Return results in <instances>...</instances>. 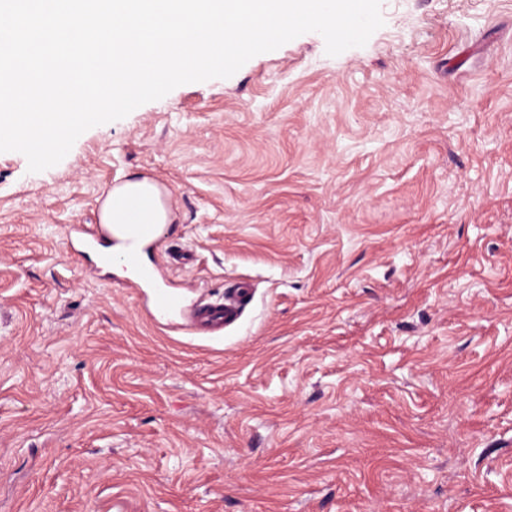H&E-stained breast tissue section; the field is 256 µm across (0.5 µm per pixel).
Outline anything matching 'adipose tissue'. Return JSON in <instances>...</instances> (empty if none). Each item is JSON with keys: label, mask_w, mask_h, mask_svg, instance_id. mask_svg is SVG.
<instances>
[{"label": "adipose tissue", "mask_w": 512, "mask_h": 512, "mask_svg": "<svg viewBox=\"0 0 512 512\" xmlns=\"http://www.w3.org/2000/svg\"><path fill=\"white\" fill-rule=\"evenodd\" d=\"M104 224H167L171 211L158 184L134 177L110 189L101 205Z\"/></svg>", "instance_id": "1"}]
</instances>
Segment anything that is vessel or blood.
<instances>
[{
  "label": "vessel or blood",
  "mask_w": 512,
  "mask_h": 512,
  "mask_svg": "<svg viewBox=\"0 0 512 512\" xmlns=\"http://www.w3.org/2000/svg\"><path fill=\"white\" fill-rule=\"evenodd\" d=\"M161 232L158 224H71L65 237L68 246L76 252L94 253L100 266H119L129 271L125 285L145 295L152 317L163 318L170 326L182 321L193 328L222 331L237 319L242 304L248 299L247 292L239 291L221 301L202 298L186 303L184 297L159 276L155 267L142 261L143 253L160 238Z\"/></svg>",
  "instance_id": "obj_1"
}]
</instances>
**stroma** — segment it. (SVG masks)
<instances>
[{"instance_id": "35a3bbf8", "label": "stroma", "mask_w": 512, "mask_h": 512, "mask_svg": "<svg viewBox=\"0 0 512 512\" xmlns=\"http://www.w3.org/2000/svg\"><path fill=\"white\" fill-rule=\"evenodd\" d=\"M380 9L0 153V512H512V0ZM136 175L223 335L66 249Z\"/></svg>"}]
</instances>
